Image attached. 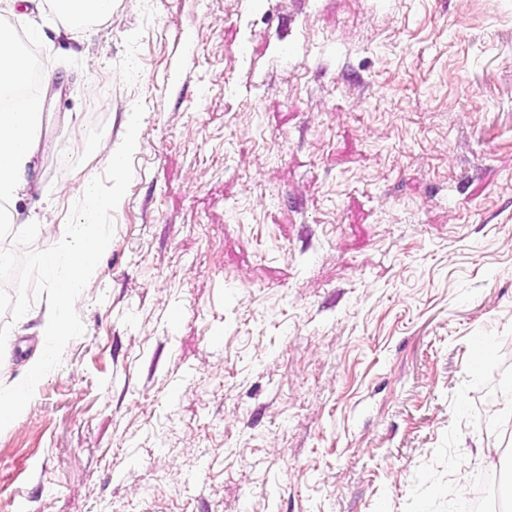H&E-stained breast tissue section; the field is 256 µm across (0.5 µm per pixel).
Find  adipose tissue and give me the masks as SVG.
I'll return each mask as SVG.
<instances>
[{
	"mask_svg": "<svg viewBox=\"0 0 512 512\" xmlns=\"http://www.w3.org/2000/svg\"><path fill=\"white\" fill-rule=\"evenodd\" d=\"M49 7L63 18L71 34H78L84 23L112 16V0H48ZM28 59L12 33L0 31V91L16 85L25 76ZM40 136L39 114L35 108L21 112L0 111V200L16 199L26 186L25 171ZM83 199V214L77 220L61 223L60 249L46 254L37 269L41 280L50 282L52 295L46 300L40 318V333L63 345L74 335L75 326L66 322L74 314L92 286L97 258L107 252L111 239L95 220L96 212L112 200L100 196L92 175H84L76 189ZM54 347L41 349L26 365L19 379L0 393V427L9 425L42 383L53 357Z\"/></svg>",
	"mask_w": 512,
	"mask_h": 512,
	"instance_id": "obj_1",
	"label": "adipose tissue"
}]
</instances>
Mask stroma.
<instances>
[{
	"label": "stroma",
	"instance_id": "35a3bbf8",
	"mask_svg": "<svg viewBox=\"0 0 512 512\" xmlns=\"http://www.w3.org/2000/svg\"><path fill=\"white\" fill-rule=\"evenodd\" d=\"M0 24L41 31L21 219L123 184L77 335L0 428V512H456L512 469V0H113L74 40L0 0ZM133 112L121 180L97 143ZM58 243L0 228L5 377Z\"/></svg>",
	"mask_w": 512,
	"mask_h": 512
}]
</instances>
